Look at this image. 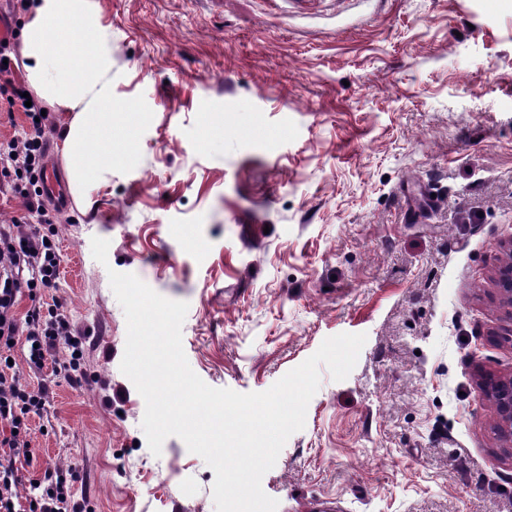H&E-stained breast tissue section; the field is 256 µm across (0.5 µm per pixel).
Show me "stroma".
<instances>
[{
  "mask_svg": "<svg viewBox=\"0 0 512 512\" xmlns=\"http://www.w3.org/2000/svg\"><path fill=\"white\" fill-rule=\"evenodd\" d=\"M92 3L124 111L42 295L88 379L55 378L24 480L71 463L89 512H216L202 457L148 448L114 270L188 303L183 349L215 388L265 391L366 334L264 475L277 512H512L479 385L512 376V0Z\"/></svg>",
  "mask_w": 512,
  "mask_h": 512,
  "instance_id": "35a3bbf8",
  "label": "stroma"
}]
</instances>
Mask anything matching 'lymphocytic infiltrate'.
I'll return each instance as SVG.
<instances>
[{
  "label": "lymphocytic infiltrate",
  "instance_id": "obj_1",
  "mask_svg": "<svg viewBox=\"0 0 512 512\" xmlns=\"http://www.w3.org/2000/svg\"><path fill=\"white\" fill-rule=\"evenodd\" d=\"M23 135L0 142V189L21 199L26 220L0 225V512H83L71 487L75 467H46L40 478L23 482L20 465L33 453L31 416L41 414L51 394L50 382L31 386L11 359L22 351L32 372L55 361L60 348L69 355L61 364L65 378L85 379V345L77 336L62 304L52 308L33 305L19 311L22 297L57 287L60 251L52 236L42 232L56 214L43 198L46 178V131L51 122L39 104L25 108Z\"/></svg>",
  "mask_w": 512,
  "mask_h": 512
}]
</instances>
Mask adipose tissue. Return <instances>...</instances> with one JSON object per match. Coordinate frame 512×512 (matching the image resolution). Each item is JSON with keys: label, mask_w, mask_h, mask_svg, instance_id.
<instances>
[{"label": "adipose tissue", "mask_w": 512, "mask_h": 512, "mask_svg": "<svg viewBox=\"0 0 512 512\" xmlns=\"http://www.w3.org/2000/svg\"><path fill=\"white\" fill-rule=\"evenodd\" d=\"M63 20L86 31L81 49L64 54L49 45ZM25 79L43 103L73 112L63 142L69 183L80 192L112 176V32L89 0H30L23 34Z\"/></svg>", "instance_id": "1"}]
</instances>
